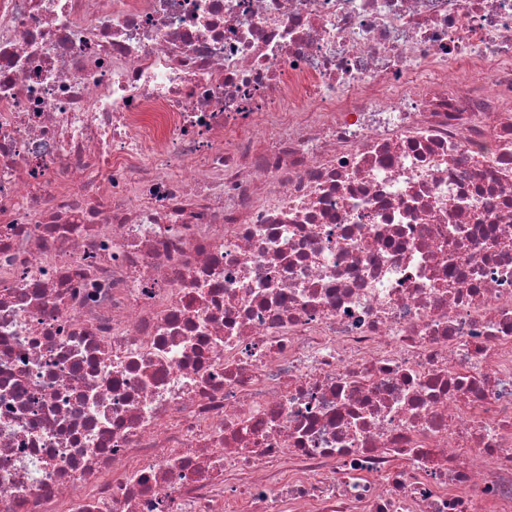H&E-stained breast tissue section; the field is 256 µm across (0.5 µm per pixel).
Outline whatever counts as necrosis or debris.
Returning <instances> with one entry per match:
<instances>
[{"mask_svg": "<svg viewBox=\"0 0 512 512\" xmlns=\"http://www.w3.org/2000/svg\"><path fill=\"white\" fill-rule=\"evenodd\" d=\"M0 512H512V0H0Z\"/></svg>", "mask_w": 512, "mask_h": 512, "instance_id": "1", "label": "necrosis or debris"}]
</instances>
